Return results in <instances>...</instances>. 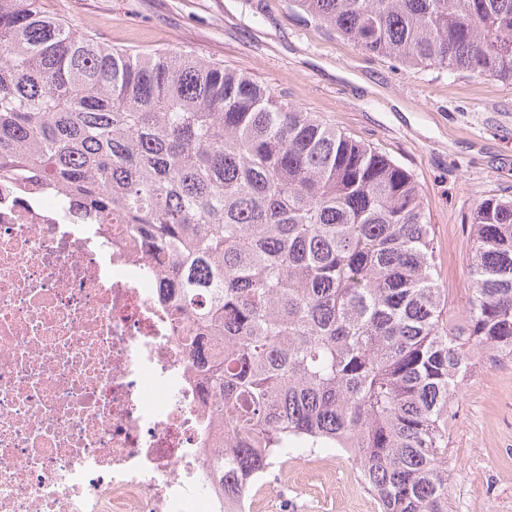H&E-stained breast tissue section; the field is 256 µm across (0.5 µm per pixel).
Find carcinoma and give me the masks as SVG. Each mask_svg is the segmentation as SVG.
Listing matches in <instances>:
<instances>
[{"label":"carcinoma","mask_w":512,"mask_h":512,"mask_svg":"<svg viewBox=\"0 0 512 512\" xmlns=\"http://www.w3.org/2000/svg\"><path fill=\"white\" fill-rule=\"evenodd\" d=\"M366 52L512 80V0H295ZM47 176L168 262L165 300L224 340L206 375L237 496L294 446L341 448L382 512H449L448 421L471 352L512 360V200L470 224L450 316L411 174L251 76L115 48L0 0V178Z\"/></svg>","instance_id":"obj_1"}]
</instances>
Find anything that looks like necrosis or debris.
Masks as SVG:
<instances>
[{
    "instance_id": "1",
    "label": "necrosis or debris",
    "mask_w": 512,
    "mask_h": 512,
    "mask_svg": "<svg viewBox=\"0 0 512 512\" xmlns=\"http://www.w3.org/2000/svg\"><path fill=\"white\" fill-rule=\"evenodd\" d=\"M69 210L0 179V512H225L223 340L171 311L130 225Z\"/></svg>"
}]
</instances>
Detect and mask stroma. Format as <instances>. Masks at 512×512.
I'll use <instances>...</instances> for the list:
<instances>
[{"mask_svg":"<svg viewBox=\"0 0 512 512\" xmlns=\"http://www.w3.org/2000/svg\"><path fill=\"white\" fill-rule=\"evenodd\" d=\"M46 11L111 27L101 41L190 52L245 71L405 168L435 226L439 283L467 300L469 218L512 198V81L409 67L356 49L289 0H43ZM449 423L450 512H512V360L475 354ZM276 507L250 512H380L348 455L316 448L276 460Z\"/></svg>","mask_w":512,"mask_h":512,"instance_id":"35a3bbf8","label":"stroma"}]
</instances>
